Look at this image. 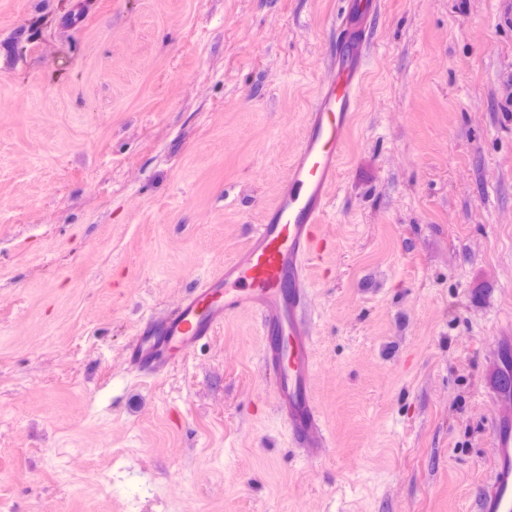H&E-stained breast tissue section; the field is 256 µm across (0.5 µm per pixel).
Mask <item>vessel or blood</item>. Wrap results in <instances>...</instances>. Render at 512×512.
I'll return each mask as SVG.
<instances>
[{"mask_svg":"<svg viewBox=\"0 0 512 512\" xmlns=\"http://www.w3.org/2000/svg\"><path fill=\"white\" fill-rule=\"evenodd\" d=\"M376 9L377 0H347L331 53L335 75L319 86L276 198L246 245L170 314L145 321L126 352L128 365L158 377L224 321L244 311L256 313L262 365L276 375L278 411L295 443L313 453L324 446L326 434L311 391L314 341L300 313L307 298L308 260L317 249L318 226L361 104L367 22ZM511 401L506 393L499 399L492 475L480 498L481 512H512Z\"/></svg>","mask_w":512,"mask_h":512,"instance_id":"b4317fda","label":"vessel or blood"}]
</instances>
